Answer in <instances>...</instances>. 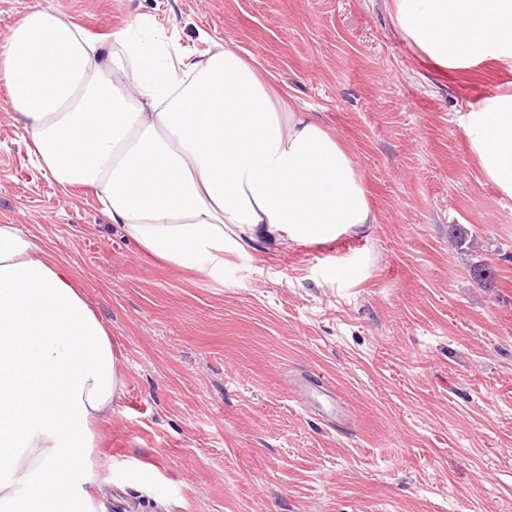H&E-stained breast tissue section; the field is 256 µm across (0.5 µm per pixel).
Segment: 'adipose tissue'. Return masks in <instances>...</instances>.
Returning a JSON list of instances; mask_svg holds the SVG:
<instances>
[{"label":"adipose tissue","mask_w":512,"mask_h":512,"mask_svg":"<svg viewBox=\"0 0 512 512\" xmlns=\"http://www.w3.org/2000/svg\"><path fill=\"white\" fill-rule=\"evenodd\" d=\"M397 32L443 69L512 65V0H389ZM138 19L95 45L34 9L0 49L27 151L62 190L92 187L139 251L215 280L225 250L321 243L377 221L341 143L232 43L197 58ZM484 176L512 198V93L468 113ZM124 376L69 272L0 224V512H79L96 426Z\"/></svg>","instance_id":"ef3b65f1"}]
</instances>
